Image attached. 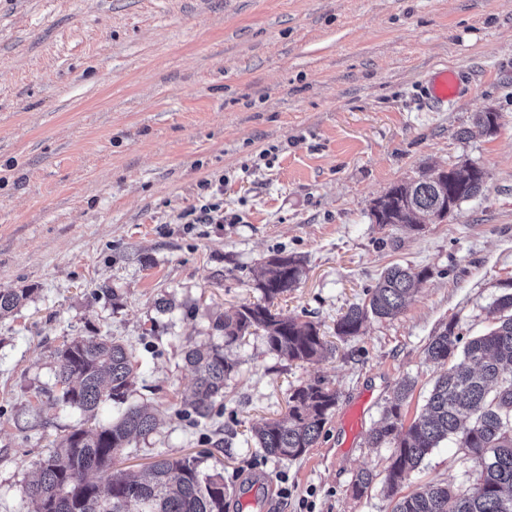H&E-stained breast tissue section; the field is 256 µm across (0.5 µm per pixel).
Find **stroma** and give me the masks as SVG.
<instances>
[{
    "instance_id": "35a3bbf8",
    "label": "stroma",
    "mask_w": 512,
    "mask_h": 512,
    "mask_svg": "<svg viewBox=\"0 0 512 512\" xmlns=\"http://www.w3.org/2000/svg\"><path fill=\"white\" fill-rule=\"evenodd\" d=\"M444 67L471 83L432 112L421 86ZM489 105L491 133L476 125ZM464 160L486 180L448 220L413 232L374 223L372 203L391 186ZM205 180L224 183V221L186 223ZM277 250L305 267L279 310L329 337L386 267L432 276L397 318L335 339L321 363L272 355L258 335L225 347L236 369L224 402L190 424L176 414L193 389L184 351L218 342L214 320L259 299L253 272ZM7 288L31 294L0 317V512H35L25 485L86 424L78 409L38 402L54 387L56 348L95 334L133 349L129 401L161 416L117 468L197 458L223 474L228 512L245 496L252 512H391L380 480L391 451L368 435L401 379L415 383L406 419L422 410L434 335L452 321L462 336L483 333L495 298L512 292V0H0ZM316 379L338 392L316 446L293 461L262 456L252 427ZM360 401L347 450L341 418ZM216 434L226 447L210 445ZM362 470L375 480L358 497ZM473 480L448 442L402 490Z\"/></svg>"
}]
</instances>
